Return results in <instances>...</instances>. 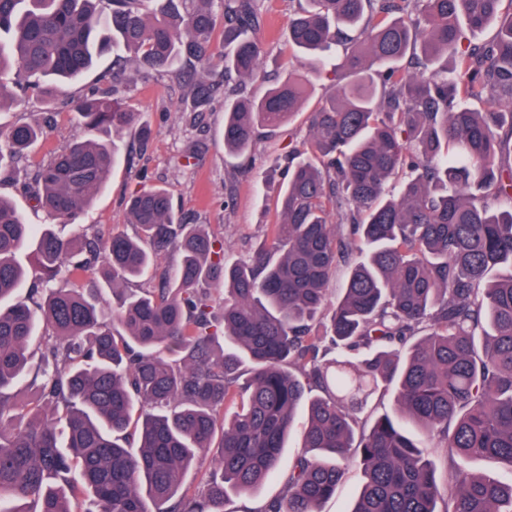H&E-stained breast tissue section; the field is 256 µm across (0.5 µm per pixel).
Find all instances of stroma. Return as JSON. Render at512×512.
<instances>
[{"mask_svg": "<svg viewBox=\"0 0 512 512\" xmlns=\"http://www.w3.org/2000/svg\"><path fill=\"white\" fill-rule=\"evenodd\" d=\"M264 25L259 38L266 52V82L248 85L250 95L261 96L267 84L282 79L288 71L303 70L309 81V95L302 111L278 128L259 130L251 151V164L224 151V101L216 99L197 122H190L183 108L190 94L189 78L211 79L201 66L181 73H161L152 80H124L122 88L129 111L146 113L155 133L146 145L132 136L119 138L121 162L113 169L106 189L98 195L83 225L88 232H122L133 236L136 225L127 221V198L142 186L168 190L184 221L201 225L224 244L228 261L248 258L265 237L271 224L280 219L277 187L265 182L274 168L286 165L290 153L309 150L307 116L336 89L332 69L314 72L304 68L299 55L288 49V23L299 10L300 0H262ZM47 109L40 94L14 87L11 100L0 109V124L41 123ZM84 128L74 112L60 109L47 139L31 154L35 163L48 162L66 145L83 139ZM192 158H185L188 148ZM298 436H291L282 456L278 475L266 480L249 496H230L226 512H263L271 499L283 491V475L300 453Z\"/></svg>", "mask_w": 512, "mask_h": 512, "instance_id": "35a3bbf8", "label": "stroma"}]
</instances>
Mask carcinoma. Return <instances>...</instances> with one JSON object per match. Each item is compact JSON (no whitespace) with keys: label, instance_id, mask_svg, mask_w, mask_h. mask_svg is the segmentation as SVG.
<instances>
[{"label":"carcinoma","instance_id":"carcinoma-1","mask_svg":"<svg viewBox=\"0 0 512 512\" xmlns=\"http://www.w3.org/2000/svg\"><path fill=\"white\" fill-rule=\"evenodd\" d=\"M259 2L0 0V106L10 82L52 102L105 55L142 78L197 62L223 81L193 83L191 114L223 93L224 150L247 155L307 91L290 72L248 98L263 75ZM408 2L304 0L291 20L288 47L314 70L331 47L348 50L343 84L308 116L323 168L288 167L281 219L246 261L225 265L224 244L183 223L161 187L129 200L138 239L79 226L62 238L0 196V512H72L81 495L84 512H224L278 471L299 415L304 452L264 512H322L351 466L348 512H512V482L463 467L512 469V162L499 159L512 135V10L418 0L417 31L394 17ZM120 94L108 82L73 102L88 136L38 166L32 186L49 219L75 223L106 188L114 137L152 135ZM41 134L0 130L1 179ZM24 250L41 273L28 302L14 300ZM171 251L180 264L158 270ZM145 277L154 288L126 290ZM42 326L57 339L34 365ZM31 373L39 401L13 399ZM387 390L395 413L360 417ZM226 404L228 420L216 414ZM409 423L436 441L445 482ZM208 455L205 491L178 495Z\"/></svg>","mask_w":512,"mask_h":512}]
</instances>
